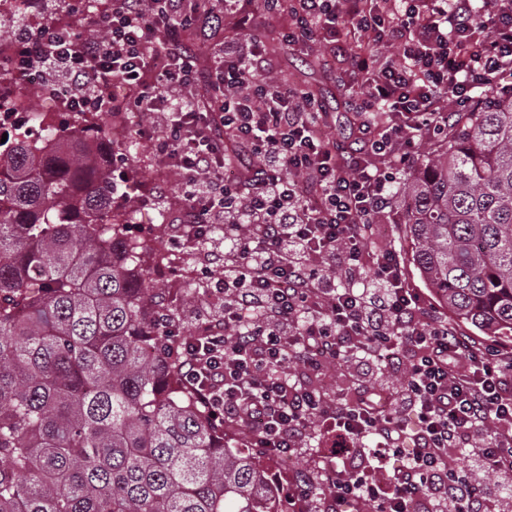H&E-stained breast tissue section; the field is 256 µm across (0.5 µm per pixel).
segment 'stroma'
<instances>
[{
	"label": "stroma",
	"mask_w": 512,
	"mask_h": 512,
	"mask_svg": "<svg viewBox=\"0 0 512 512\" xmlns=\"http://www.w3.org/2000/svg\"><path fill=\"white\" fill-rule=\"evenodd\" d=\"M286 22L283 16L264 15L253 26L254 33L270 46L274 72L288 84L303 87L322 97L329 112L330 136L341 141L350 140L353 125L350 121L349 94L338 85L334 72L323 65L324 45L315 41L294 52L281 47L274 31ZM89 119L108 133L118 125L126 129L122 142H110L108 153L122 161L118 174L112 180L113 200L119 204L128 200L139 203L129 226L130 238L149 239L160 251L169 250L168 229L182 223L184 214L178 171L168 167L160 181L150 183L145 180V173L155 169L156 163L150 142L135 138L133 134L138 116L129 112H97L90 114ZM402 189V184H395L392 216L385 223L377 225L376 241L401 249L403 256L407 257L411 254V243L404 224ZM179 262L178 271H152L150 282L161 308L168 310L174 318L181 336L189 337L198 328L196 312L210 306H220L222 298L200 288L197 272L201 260L196 253L181 254Z\"/></svg>",
	"instance_id": "stroma-1"
}]
</instances>
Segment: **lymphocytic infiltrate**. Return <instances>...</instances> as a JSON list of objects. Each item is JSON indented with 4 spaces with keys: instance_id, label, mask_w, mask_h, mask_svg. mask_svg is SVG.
Returning <instances> with one entry per match:
<instances>
[{
    "instance_id": "1",
    "label": "lymphocytic infiltrate",
    "mask_w": 512,
    "mask_h": 512,
    "mask_svg": "<svg viewBox=\"0 0 512 512\" xmlns=\"http://www.w3.org/2000/svg\"><path fill=\"white\" fill-rule=\"evenodd\" d=\"M256 1L280 8L110 0L104 39L21 28L0 70L52 83L72 112L156 114L134 134L181 174L182 247L221 269L204 282L224 298L206 319L213 334L174 338L184 377L208 413L259 426L250 441L269 455L335 440L336 479L304 481L296 496L331 512H493L512 498V348L461 335L427 305L374 226L412 163L401 142L512 93V0L487 12L474 0H292L282 44L322 42L338 82L361 77L349 142L324 137V100L269 76L251 35L220 44L213 71L198 68L186 32L211 37L230 14L249 26ZM331 368L356 380L355 395L313 387ZM378 373L394 378L380 403ZM459 449L490 483L449 467Z\"/></svg>"
}]
</instances>
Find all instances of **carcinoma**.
I'll list each match as a JSON object with an SVG mask.
<instances>
[{"instance_id": "cac0c4a2", "label": "carcinoma", "mask_w": 512, "mask_h": 512, "mask_svg": "<svg viewBox=\"0 0 512 512\" xmlns=\"http://www.w3.org/2000/svg\"><path fill=\"white\" fill-rule=\"evenodd\" d=\"M36 118L50 149L0 142V512H278L161 346L141 266L160 252L106 192L103 131ZM405 197L422 280L512 342V95L455 113Z\"/></svg>"}]
</instances>
